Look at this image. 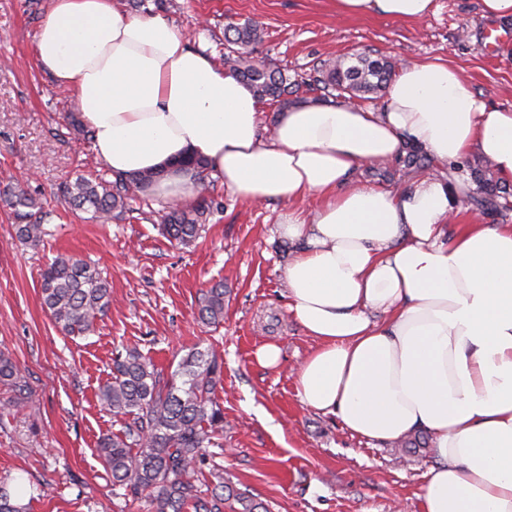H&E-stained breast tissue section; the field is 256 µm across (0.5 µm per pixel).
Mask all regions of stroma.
<instances>
[{"label": "stroma", "instance_id": "stroma-1", "mask_svg": "<svg viewBox=\"0 0 512 512\" xmlns=\"http://www.w3.org/2000/svg\"><path fill=\"white\" fill-rule=\"evenodd\" d=\"M164 17L213 59L225 52L226 24L256 20L266 31L254 57L308 77L320 61L364 52L393 63L441 57L459 67L489 105L512 111V41L488 46L512 21L483 16L480 0H437L422 22L341 16L334 0H173ZM50 0H0V187L20 182L49 214L51 236L39 246L15 236L0 207V351L27 376L33 402L16 407L0 389V486L24 483L26 512H151L148 502L113 487L97 455L99 439L121 420L97 400L112 357L137 349L164 373L191 349L213 350L224 364L216 399L224 432L209 451L238 491L268 512H422L419 495L432 464L429 449L403 452L367 444L340 419L301 403L293 372L314 340L288 311L284 269L293 247L278 233L282 203H248L218 180L221 207L189 246L158 229L164 200L149 197L131 219L95 224L68 208L60 187L104 166L70 126L72 94L39 68L34 36ZM402 161L358 168L353 179L403 189L428 175ZM469 185L461 218L512 224V208L484 209V189L512 195L480 153L461 172ZM59 254L80 257L106 277L112 304L93 333L66 336L41 305L40 271ZM223 282L224 319L196 318L203 291ZM280 345L274 367L257 350Z\"/></svg>", "mask_w": 512, "mask_h": 512}]
</instances>
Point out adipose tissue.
I'll return each mask as SVG.
<instances>
[{
	"mask_svg": "<svg viewBox=\"0 0 512 512\" xmlns=\"http://www.w3.org/2000/svg\"><path fill=\"white\" fill-rule=\"evenodd\" d=\"M436 9L336 0L340 15L411 22ZM34 51L114 174L156 173L151 194L186 203L191 154L238 199L283 203L288 310L316 343L295 374L306 408L370 443L428 436L423 512H512V224L451 223L471 152L512 184L511 111L425 58L399 69L381 108L299 100L265 140L245 84L165 18L130 16L119 0H51ZM409 146L440 174L399 192L352 183ZM312 196L317 207L303 208Z\"/></svg>",
	"mask_w": 512,
	"mask_h": 512,
	"instance_id": "adipose-tissue-1",
	"label": "adipose tissue"
}]
</instances>
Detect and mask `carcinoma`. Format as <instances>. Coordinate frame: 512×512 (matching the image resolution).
Returning a JSON list of instances; mask_svg holds the SVG:
<instances>
[{"label": "carcinoma", "instance_id": "1", "mask_svg": "<svg viewBox=\"0 0 512 512\" xmlns=\"http://www.w3.org/2000/svg\"><path fill=\"white\" fill-rule=\"evenodd\" d=\"M264 38L260 22L230 23L224 41L234 49L224 56V66L241 79L259 100L270 99L288 106L295 86L285 69L255 65L250 47ZM394 67L382 59L357 53L349 58L320 65L308 83L334 90L348 99L376 93L391 80ZM196 169V195L191 207L173 203L161 215V234L169 241L186 244L199 234L202 224L217 206L208 193V174L191 159ZM156 173L116 175L94 180L82 175L65 183L64 201L89 214L93 223H105L135 211L132 203L145 200ZM0 202L11 210L18 240L38 246L47 235V212L28 191L7 186ZM43 306L55 325L66 335L84 336L112 303L109 283L85 260L60 254L41 271ZM198 319L218 324L224 319V284L217 282L202 293ZM222 374L216 355L196 349L166 377L135 349L112 358L111 377L99 386L97 398L113 415L123 417L121 429L100 438L97 453L112 477V485L126 488L134 496L148 499L152 512H224V501L233 499L240 512H260L262 505L220 481L211 500L200 496L194 475L203 473L205 449L217 447L216 436L224 431V410L215 398ZM0 386L16 404L32 400L28 378L12 358L0 352Z\"/></svg>", "mask_w": 512, "mask_h": 512}]
</instances>
